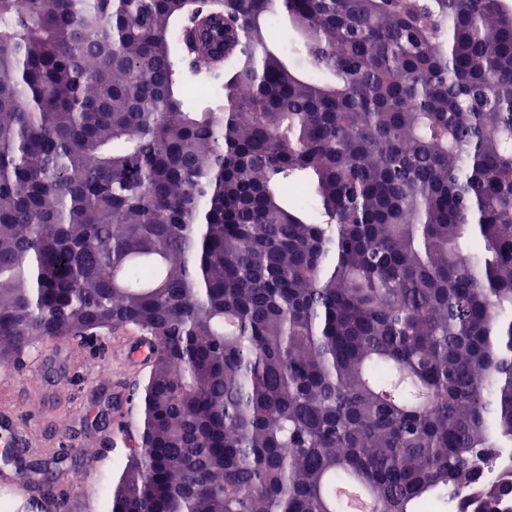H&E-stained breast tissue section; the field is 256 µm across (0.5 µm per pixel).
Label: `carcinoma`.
<instances>
[{
  "instance_id": "cac0c4a2",
  "label": "carcinoma",
  "mask_w": 512,
  "mask_h": 512,
  "mask_svg": "<svg viewBox=\"0 0 512 512\" xmlns=\"http://www.w3.org/2000/svg\"><path fill=\"white\" fill-rule=\"evenodd\" d=\"M128 326L111 512H498L506 0H0V363ZM277 27L280 35V47L281 49L288 54L294 61H297L300 58V41L301 38L299 34L294 30V28L288 23V21H280L277 23ZM124 351L125 352L122 355V363L126 371H129L135 367H144L148 365L154 353L151 345L147 344L146 342L142 343L140 338H137L128 343ZM512 471V448H497L489 456L479 478L480 483H497L501 476Z\"/></svg>"
}]
</instances>
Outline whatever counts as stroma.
I'll return each instance as SVG.
<instances>
[{
  "mask_svg": "<svg viewBox=\"0 0 512 512\" xmlns=\"http://www.w3.org/2000/svg\"><path fill=\"white\" fill-rule=\"evenodd\" d=\"M134 333L125 327L89 339H57L49 358L37 347L0 367V405L17 409L39 440L24 469L37 482L50 476L55 486L67 474L83 473L84 488L95 496L93 512H103L104 488L116 478L124 451L117 436L121 402L112 394L118 360L111 349Z\"/></svg>",
  "mask_w": 512,
  "mask_h": 512,
  "instance_id": "1",
  "label": "stroma"
}]
</instances>
